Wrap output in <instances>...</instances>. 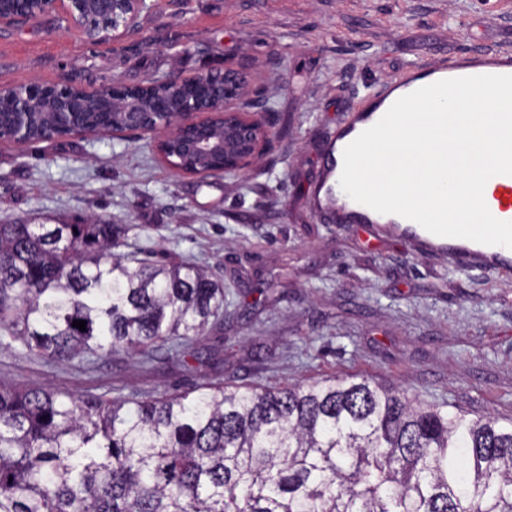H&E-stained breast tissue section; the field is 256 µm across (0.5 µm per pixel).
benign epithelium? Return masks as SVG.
<instances>
[{"mask_svg":"<svg viewBox=\"0 0 512 512\" xmlns=\"http://www.w3.org/2000/svg\"><path fill=\"white\" fill-rule=\"evenodd\" d=\"M151 0H0V30L33 26L46 17L67 22L89 44L120 42L141 31ZM102 23L94 25L91 18ZM268 101L241 69L164 76L96 88L76 84L0 83V126L12 134L0 143L80 136L152 138L169 168L186 175L244 173L270 137ZM37 130V137L30 136Z\"/></svg>","mask_w":512,"mask_h":512,"instance_id":"obj_1","label":"benign epithelium"}]
</instances>
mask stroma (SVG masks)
<instances>
[{
  "label": "stroma",
  "mask_w": 512,
  "mask_h": 512,
  "mask_svg": "<svg viewBox=\"0 0 512 512\" xmlns=\"http://www.w3.org/2000/svg\"><path fill=\"white\" fill-rule=\"evenodd\" d=\"M512 54V0H155L140 34L91 45L47 21L0 32V82L93 87L245 70L272 137L243 175L175 172L147 139L0 143V222L120 224L130 251L208 266L224 326L183 372L165 353L58 360L0 335V380L161 398L358 374L512 418V274L333 224L310 203L329 134L409 65Z\"/></svg>",
  "instance_id": "1"
}]
</instances>
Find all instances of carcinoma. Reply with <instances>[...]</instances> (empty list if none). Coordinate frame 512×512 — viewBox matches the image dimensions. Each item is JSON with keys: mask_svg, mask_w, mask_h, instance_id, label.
Wrapping results in <instances>:
<instances>
[{"mask_svg": "<svg viewBox=\"0 0 512 512\" xmlns=\"http://www.w3.org/2000/svg\"><path fill=\"white\" fill-rule=\"evenodd\" d=\"M124 236L0 224V333L61 360L164 347L190 368L224 286L120 253ZM0 512H512V421L356 376L144 400L0 382Z\"/></svg>", "mask_w": 512, "mask_h": 512, "instance_id": "1", "label": "carcinoma"}]
</instances>
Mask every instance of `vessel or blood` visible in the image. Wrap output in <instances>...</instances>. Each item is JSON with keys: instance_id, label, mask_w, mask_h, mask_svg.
<instances>
[{"instance_id": "obj_1", "label": "vessel or blood", "mask_w": 512, "mask_h": 512, "mask_svg": "<svg viewBox=\"0 0 512 512\" xmlns=\"http://www.w3.org/2000/svg\"><path fill=\"white\" fill-rule=\"evenodd\" d=\"M459 65L445 62L414 67L403 83L407 91H415L436 81L460 77ZM393 86H386L375 95L366 108L352 113L349 121L336 128L322 157L321 174L312 190L314 208L329 216L336 224H398L401 216L381 214L350 199L341 189L339 179L343 169L345 147L364 130L377 123L393 103ZM492 189L487 207L502 221H512V175H497L491 179ZM416 245L445 251L459 263H478L486 272L500 273L512 269V249L500 245H485L463 238L439 237L427 230L410 231Z\"/></svg>"}]
</instances>
